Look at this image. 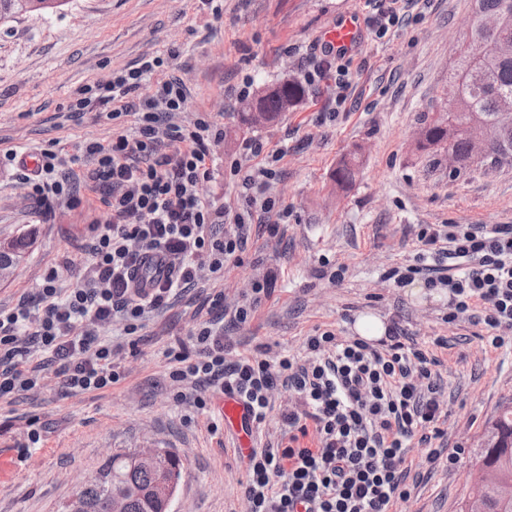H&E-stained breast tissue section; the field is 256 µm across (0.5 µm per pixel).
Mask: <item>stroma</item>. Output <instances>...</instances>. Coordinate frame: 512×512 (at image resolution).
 Masks as SVG:
<instances>
[{"instance_id": "obj_1", "label": "stroma", "mask_w": 512, "mask_h": 512, "mask_svg": "<svg viewBox=\"0 0 512 512\" xmlns=\"http://www.w3.org/2000/svg\"><path fill=\"white\" fill-rule=\"evenodd\" d=\"M378 6L379 0H224L217 16L209 0H69L50 16L0 22V151L50 148L68 163L86 143L109 142L129 129V118L70 112L79 90L175 47L180 54L171 71L190 90L179 121L204 113L224 130L203 196L218 207L243 204L234 167L246 160L244 142L255 140L282 155L270 193L289 214L274 236L265 225L248 226L241 264L219 280L202 272L136 342L122 336L121 322L103 328L122 374L111 388L68 393L43 355L31 357V364L44 366L43 386L0 400V512H61L78 481L92 479L108 456L146 448L176 452L184 462L172 512H245L246 473L235 437L216 428L210 413L185 424L166 353L188 344L209 318L214 294H223L230 311L264 278L271 291L257 312L246 323L224 326L227 359L299 356L315 331L353 335L362 314L399 324L437 357L445 415L432 446L456 462L430 467L423 446H415L411 496L398 510L454 512L487 422L512 403V348L486 349L483 325L449 324L446 291L415 296L383 273L413 255L419 225L512 224V166L452 177L445 165L428 167L416 149L421 117L442 97L464 40L468 0H419L413 20L382 38L372 26ZM346 17L360 39L350 53L353 92L344 112L329 120L336 88L326 81L306 86L278 121L240 126L242 81L250 80L254 96L276 83L302 81L300 60ZM352 153L360 172L342 189L334 173ZM79 193L81 205L42 215L13 167L0 166V244L31 242L14 276L0 282V306L34 300L51 266L61 288L83 284L89 221L101 203L87 187ZM68 257L76 266L65 265ZM326 264L345 266L343 280L320 276ZM33 418L44 427L36 445L26 434Z\"/></svg>"}]
</instances>
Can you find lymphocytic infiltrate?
<instances>
[{
  "label": "lymphocytic infiltrate",
  "instance_id": "lymphocytic-infiltrate-1",
  "mask_svg": "<svg viewBox=\"0 0 512 512\" xmlns=\"http://www.w3.org/2000/svg\"><path fill=\"white\" fill-rule=\"evenodd\" d=\"M176 57L171 49L143 58L138 67L87 87L71 104L74 112L97 109L131 119V133L85 145L86 177L62 171L50 149L40 152L33 167L17 151L5 153L37 204L77 201L84 181L102 190L107 218L90 226L87 285L60 293L51 267L38 289L41 309L25 302L0 309V398L40 387L39 371L25 367L36 351L47 354L69 391L112 387L121 375L112 364V341L99 335V327L118 317L124 335H136L148 314L195 285L201 269L220 278L239 263L248 224L274 211L287 217L268 192L275 154L267 164L242 168L244 207L217 209L200 194L224 131L204 115L176 122L189 97L184 82L167 73ZM337 58L325 44L302 67L307 83L335 81L341 107L352 83ZM416 239L410 263L386 271V279L402 286L420 276L427 287L447 289L449 321L485 325L486 347H503L512 335V224H424ZM150 253L163 255L167 275L148 294L140 290L138 275ZM402 337L396 326L375 343L326 330L307 337L300 358L229 361L224 329L210 319L197 325L190 347L169 353L171 378L191 386L173 398L199 415L208 408V389L235 393L260 425L273 410L275 387L294 396V406L281 413L287 445L251 449L244 460L248 512H390L411 496L407 461L414 444L427 446L430 465L440 463L430 446L440 435L442 413L431 372L436 359ZM307 436L311 445H301Z\"/></svg>",
  "mask_w": 512,
  "mask_h": 512
}]
</instances>
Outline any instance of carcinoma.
<instances>
[{"label": "carcinoma", "instance_id": "cac0c4a2", "mask_svg": "<svg viewBox=\"0 0 512 512\" xmlns=\"http://www.w3.org/2000/svg\"><path fill=\"white\" fill-rule=\"evenodd\" d=\"M503 0H470V12L495 14L501 11ZM25 0H0V22L14 18L24 11ZM472 57L463 47L450 74V84L455 87V97L444 114L423 118V142L417 144L429 164L441 161L442 154L451 150L466 169L474 164L472 147L462 135V128L476 115L489 121L498 120L505 111L501 100H512V58L502 59L492 52L485 53L481 61L479 79L472 80ZM303 93L302 86L287 82L264 91L248 100L239 113L243 125L251 124L250 112L257 110L263 122L276 121L288 111ZM490 165H512V121L503 124V140L492 149L487 160ZM359 174L358 157L354 154L343 158L336 168V184L343 188L356 180ZM500 434V445L496 448H479L472 460L473 468H489L504 480L512 481V406L506 405L492 419ZM101 477L84 484L81 495L90 512H104V505L114 488L128 492L127 512H160L155 505L141 495V491L154 480V472L133 467L127 463V455L116 454L100 467Z\"/></svg>", "mask_w": 512, "mask_h": 512}]
</instances>
